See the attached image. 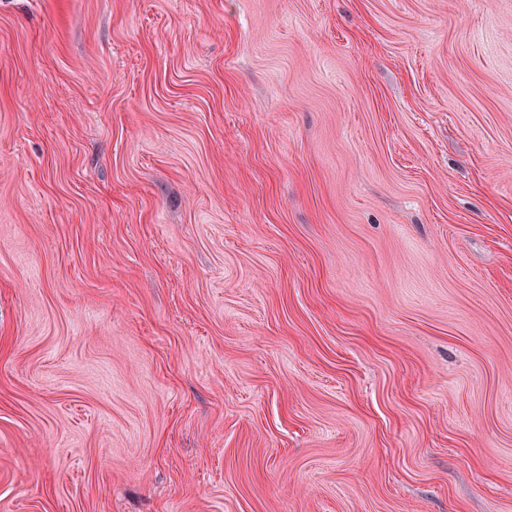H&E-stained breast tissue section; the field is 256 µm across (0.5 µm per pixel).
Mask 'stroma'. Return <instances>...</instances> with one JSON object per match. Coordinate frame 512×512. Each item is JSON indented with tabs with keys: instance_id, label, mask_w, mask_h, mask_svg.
Masks as SVG:
<instances>
[{
	"instance_id": "35a3bbf8",
	"label": "stroma",
	"mask_w": 512,
	"mask_h": 512,
	"mask_svg": "<svg viewBox=\"0 0 512 512\" xmlns=\"http://www.w3.org/2000/svg\"><path fill=\"white\" fill-rule=\"evenodd\" d=\"M0 512H512V0H0Z\"/></svg>"
}]
</instances>
